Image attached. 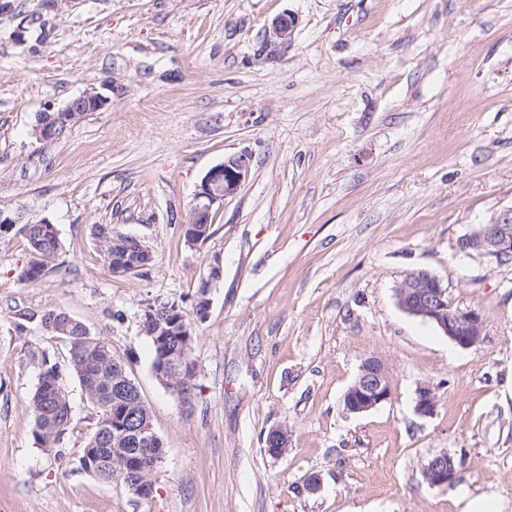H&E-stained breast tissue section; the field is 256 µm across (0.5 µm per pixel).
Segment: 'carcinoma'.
Here are the masks:
<instances>
[{
	"mask_svg": "<svg viewBox=\"0 0 512 512\" xmlns=\"http://www.w3.org/2000/svg\"><path fill=\"white\" fill-rule=\"evenodd\" d=\"M22 234L30 250L31 260L20 272V280L35 285L49 271L59 249L56 232L47 224H24L18 229L3 228L0 237ZM98 239L103 244L107 262H112V241L116 235L105 225H98ZM64 311L49 309L36 317L37 324L45 333L61 341L66 349L65 363L77 377L87 400L97 413L94 431L87 438L77 459L79 468L86 474L101 479V473L112 472L117 459L112 457V443L107 436L112 434V385L115 380L112 344L99 336H81L78 331L85 325L78 321L65 332L47 329L45 320L61 316ZM32 436L40 448H54L70 429L73 421V406L68 392L62 384L61 364L45 357L41 363L37 383L32 397Z\"/></svg>",
	"mask_w": 512,
	"mask_h": 512,
	"instance_id": "1",
	"label": "carcinoma"
}]
</instances>
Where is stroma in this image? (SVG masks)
I'll use <instances>...</instances> for the list:
<instances>
[{
    "mask_svg": "<svg viewBox=\"0 0 512 512\" xmlns=\"http://www.w3.org/2000/svg\"><path fill=\"white\" fill-rule=\"evenodd\" d=\"M283 14L295 31L272 40ZM107 84L101 110L35 136L41 113ZM243 151L249 179L188 243L202 177ZM0 207L48 219L61 242L31 286L24 238H0V512H462L486 498L512 512V264L456 247L512 207V0H13ZM99 224L143 241L149 264L112 274ZM418 269L480 310L479 343L398 308ZM205 285L186 405L153 373L142 314L193 310ZM54 308L109 341L137 385L163 443L151 499L79 469L96 412L71 373L74 425L35 445L41 360L63 347L34 317ZM368 356L392 399L346 413ZM276 426L279 458L262 442ZM442 452L457 477L433 487L423 466Z\"/></svg>",
    "mask_w": 512,
    "mask_h": 512,
    "instance_id": "35a3bbf8",
    "label": "stroma"
}]
</instances>
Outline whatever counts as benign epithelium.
Wrapping results in <instances>:
<instances>
[{
  "label": "benign epithelium",
  "instance_id": "7a95c632",
  "mask_svg": "<svg viewBox=\"0 0 512 512\" xmlns=\"http://www.w3.org/2000/svg\"><path fill=\"white\" fill-rule=\"evenodd\" d=\"M296 26L295 17L284 14L271 26L272 37L287 41ZM108 103V97L98 91H89L71 100L64 108L41 114L35 132L42 140H50L60 129H65L90 112H97ZM252 156L247 152L234 154L215 165L204 175L193 197L189 223H212V210L224 199L235 194L251 174ZM458 249L470 256L489 257L502 264L512 260V209L494 215L479 228L459 238ZM148 248L133 245L122 239L113 240L112 263L143 268L142 260ZM398 307L406 314L433 324L457 347L467 349L479 342L484 331V321L476 308H460L449 300L448 287L434 273L416 270L396 290ZM143 332L153 337L157 347L163 349L169 337H180L181 351L178 358L168 355L153 368L155 377L164 386L182 390L180 399L188 402L190 382L184 378L182 364L187 350L192 347L193 335L184 322L178 307L169 302L149 303L143 310ZM139 390L126 376L116 377L112 397L121 417L112 419V447L121 462L130 457L129 448L134 441L131 431L122 426L124 416L136 402ZM392 388L385 363L376 356L365 358L359 371L343 397V407L351 414H362L391 401ZM436 407V397L428 386L419 388L416 412L431 415ZM273 444L272 456L280 457L288 451V433L283 427L269 430ZM457 468L453 456L438 454L424 465L423 476L432 486H447L456 479Z\"/></svg>",
  "mask_w": 512,
  "mask_h": 512
}]
</instances>
